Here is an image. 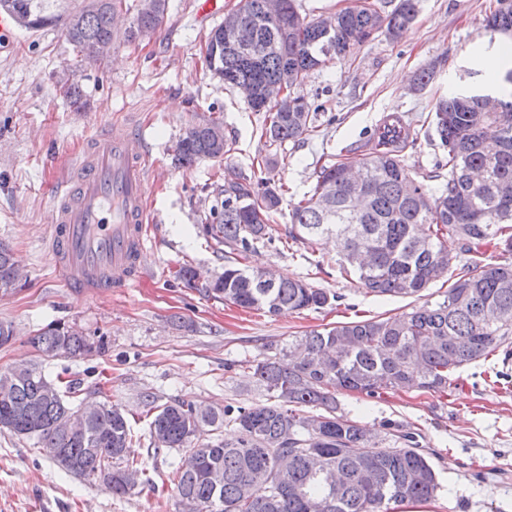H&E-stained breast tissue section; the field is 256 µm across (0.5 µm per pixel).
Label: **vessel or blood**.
I'll use <instances>...</instances> for the list:
<instances>
[{
  "instance_id": "b4317fda",
  "label": "vessel or blood",
  "mask_w": 512,
  "mask_h": 512,
  "mask_svg": "<svg viewBox=\"0 0 512 512\" xmlns=\"http://www.w3.org/2000/svg\"><path fill=\"white\" fill-rule=\"evenodd\" d=\"M130 132L113 129L75 163V181L56 190L50 236L56 277L85 293L106 297L144 274L146 159L128 145Z\"/></svg>"
}]
</instances>
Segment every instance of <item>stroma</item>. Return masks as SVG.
I'll list each match as a JSON object with an SVG mask.
<instances>
[{
  "instance_id": "35a3bbf8",
  "label": "stroma",
  "mask_w": 512,
  "mask_h": 512,
  "mask_svg": "<svg viewBox=\"0 0 512 512\" xmlns=\"http://www.w3.org/2000/svg\"><path fill=\"white\" fill-rule=\"evenodd\" d=\"M495 5L419 0L415 21L398 40L376 35L346 60L310 71L299 91L320 106L316 130L279 149L261 136L262 113L208 70L202 49L213 24L196 18L193 0H169L153 36L117 41L111 56L98 62H78L58 25L18 28L0 41V241L24 270L15 289L0 296V321L15 329L14 339L0 346V370L22 364L52 381L62 374L76 382L79 397L118 405L134 429L127 456L154 479L115 498L100 482L67 473L36 439L0 430V512H185L171 475L185 451L154 454L145 394L161 404L179 400L217 409L262 402L265 392L241 360L315 329L394 317L413 306V299L369 294L340 276L335 242L310 249L289 243L285 212L272 225V242L257 243L246 263L334 294L331 306L273 316L224 304L174 274L185 265L204 276L221 271L223 253L198 236L196 226L215 203V187L238 175L303 194L313 172L345 148L368 149L374 128L393 113L417 136L405 162L432 169L443 158L434 135L435 101L490 49L481 25ZM431 63L434 81L414 90L417 73ZM68 68L81 101L60 88ZM212 119L222 122L229 153L176 166L174 148L187 128ZM124 124L132 127L130 148L146 154L149 164L153 222L145 273L121 293L92 297L54 275L47 249L54 187L80 149ZM55 322L102 341V348L76 359L46 358L32 339ZM501 366L497 358L465 366L442 394H339L348 418L375 434L397 422L416 432L430 455L441 483L437 496L396 512H512V377L490 386L475 381L476 373L490 375Z\"/></svg>"
}]
</instances>
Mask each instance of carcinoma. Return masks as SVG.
Masks as SVG:
<instances>
[{
    "mask_svg": "<svg viewBox=\"0 0 512 512\" xmlns=\"http://www.w3.org/2000/svg\"><path fill=\"white\" fill-rule=\"evenodd\" d=\"M56 0H0V12L25 18L24 29L38 31L64 21L67 41L114 43L111 7L134 10L126 41L155 33L168 0L144 12L124 0H88L67 11ZM485 31L512 36V0H496ZM266 0H239L240 21L252 29L251 51L228 45L224 25L207 35L209 69L230 88L242 83L261 87L280 81L288 88L280 102L249 107L264 113L262 135L278 147L315 128L319 105L295 92L308 72L326 58L342 61L354 46L381 33L395 41L415 20L417 0H399L389 12L374 0H348L336 11V28L319 29L301 18L283 28L266 19ZM484 114L481 122L473 120ZM434 125L445 163L431 171L408 166L401 142L376 132V147L359 159L320 167L316 182L289 203L288 238L310 246L323 237L336 239L339 273L356 279L369 293L420 298L430 284L448 273L440 255L448 240L461 243L463 263L444 297L415 305L398 317L339 322L313 330L276 351L270 347L247 369L268 393L267 402L227 405L202 412L184 401L156 404L146 399L149 437L154 451L190 448L174 465L172 481L180 498L196 501L202 512H393L400 504L431 501L440 484L428 453L414 433L386 423L385 435L338 413L337 394L357 391L376 398L391 390L441 393L459 369L503 354L512 360V263L478 260L486 244L512 255V199L499 195L512 184V69L498 88L458 93L435 103ZM216 120L191 125L175 147V160L191 166L230 152L217 140ZM220 207L199 225V234L246 258L260 240L272 241L270 223L280 211L282 193L270 182L240 177L222 188ZM14 253L0 242V293L14 287ZM261 270L226 264L206 287L207 295L245 309L270 314L320 310L339 296L301 279H278L265 288ZM46 352L62 357L88 353L92 343L59 322L33 339ZM288 363H280V357ZM48 379L33 369L29 377L0 397V422L9 432L33 437L45 448H63L73 460L64 469L83 478L112 474L110 491L123 497L134 487L123 483L129 469L153 484L147 470L125 460L132 439L129 419L109 401L102 402L85 434L73 439L56 423L77 409L58 394H44ZM306 407L320 412L308 415ZM234 427L231 438L192 446L208 428ZM393 445L386 444V441Z\"/></svg>",
    "mask_w": 512,
    "mask_h": 512,
    "instance_id": "carcinoma-1",
    "label": "carcinoma"
}]
</instances>
